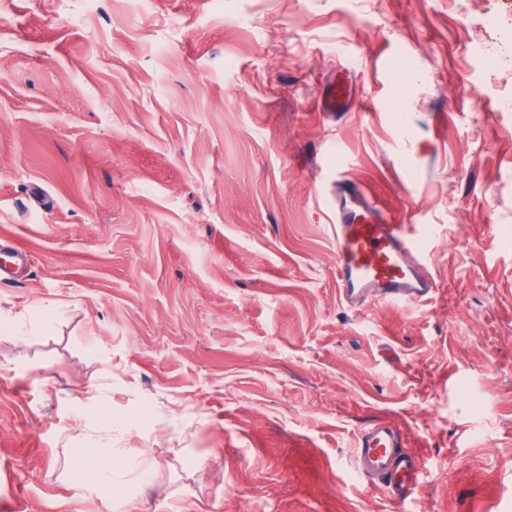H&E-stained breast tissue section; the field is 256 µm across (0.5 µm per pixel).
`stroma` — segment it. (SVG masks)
Masks as SVG:
<instances>
[{
  "label": "stroma",
  "instance_id": "35a3bbf8",
  "mask_svg": "<svg viewBox=\"0 0 512 512\" xmlns=\"http://www.w3.org/2000/svg\"><path fill=\"white\" fill-rule=\"evenodd\" d=\"M507 98L512 0H0V512H512ZM345 176L432 300L339 301ZM385 421L406 499L355 467ZM342 78L333 80L327 90V97L321 101V107L326 112H335L337 109L350 108V75L351 71L345 69L342 71ZM123 468L112 463L109 459L97 468L93 481L87 486L89 490L96 491L104 486L121 485L126 481Z\"/></svg>",
  "mask_w": 512,
  "mask_h": 512
}]
</instances>
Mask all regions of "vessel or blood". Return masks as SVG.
I'll return each mask as SVG.
<instances>
[{"mask_svg":"<svg viewBox=\"0 0 512 512\" xmlns=\"http://www.w3.org/2000/svg\"><path fill=\"white\" fill-rule=\"evenodd\" d=\"M348 78L332 81L321 102L324 111L349 107ZM336 217L335 280L340 301L354 311L373 301L408 303L432 298L439 284L431 274L424 236L397 223L372 192L356 182L337 180L332 194ZM402 434L380 422L364 429L357 442L358 470L375 484L398 495L419 482L421 459L399 450Z\"/></svg>","mask_w":512,"mask_h":512,"instance_id":"vessel-or-blood-1","label":"vessel or blood"}]
</instances>
